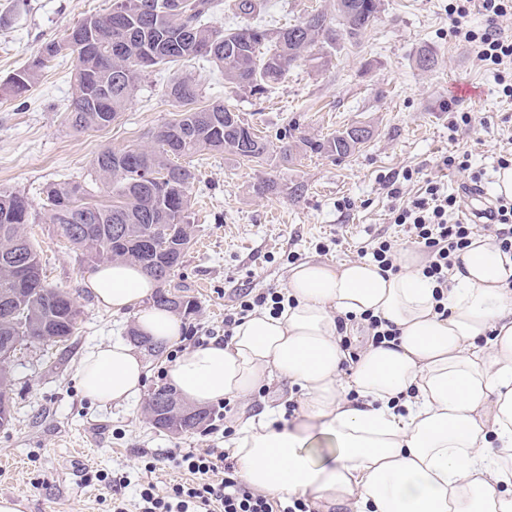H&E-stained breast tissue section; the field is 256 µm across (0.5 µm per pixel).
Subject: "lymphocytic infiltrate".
<instances>
[{
	"instance_id": "f902f5d3",
	"label": "lymphocytic infiltrate",
	"mask_w": 512,
	"mask_h": 512,
	"mask_svg": "<svg viewBox=\"0 0 512 512\" xmlns=\"http://www.w3.org/2000/svg\"><path fill=\"white\" fill-rule=\"evenodd\" d=\"M475 14L481 16V26L471 25ZM508 19H512V0H448L449 38L467 45L493 73L501 97L512 99V35L503 27ZM385 186L400 201L394 221L405 226L413 242L426 252L422 273L436 288L447 287L449 270L479 230L494 235L502 252L512 255L511 198L496 197L482 227L460 218L456 196L439 183L428 182L421 194L408 199L395 180H387ZM228 458L220 448L152 456L144 466L146 472L169 466L188 472L191 479L173 483L162 495L152 482L141 483L137 512H312L307 499L280 500L251 489L239 480Z\"/></svg>"
}]
</instances>
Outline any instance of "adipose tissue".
<instances>
[{"instance_id":"obj_1","label":"adipose tissue","mask_w":512,"mask_h":512,"mask_svg":"<svg viewBox=\"0 0 512 512\" xmlns=\"http://www.w3.org/2000/svg\"><path fill=\"white\" fill-rule=\"evenodd\" d=\"M398 263L395 274L366 260L297 264L279 314L256 310L229 341L188 349L169 382L198 407L281 379L298 388L297 424L271 407L242 416L230 442L257 491L317 512H512V256L473 235L441 297L419 253L401 250ZM83 286L100 307L134 311L153 341L177 340L180 321L148 305L157 284L138 266L101 264ZM368 313L399 337L350 353L341 324ZM144 370L140 351L115 341L90 350L77 378L93 400L122 404Z\"/></svg>"}]
</instances>
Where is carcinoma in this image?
<instances>
[{
  "instance_id": "cac0c4a2",
  "label": "carcinoma",
  "mask_w": 512,
  "mask_h": 512,
  "mask_svg": "<svg viewBox=\"0 0 512 512\" xmlns=\"http://www.w3.org/2000/svg\"><path fill=\"white\" fill-rule=\"evenodd\" d=\"M169 0H112L108 12L90 15L59 40L41 46L30 62L0 81V96L20 98L40 80L49 63L62 54L76 56L73 92L67 120L77 130L106 127L127 109L140 73L152 66L205 59L224 75V86L251 95H264L301 63L321 66L343 38L355 41L378 19L382 0H336V19L323 13L279 30L249 23L233 29L209 26L204 20L218 0H181V11ZM264 0H230L228 7L243 18L261 12ZM338 24H333V21ZM415 66L431 71L438 63L430 46L418 50ZM167 96L177 107L154 144L143 148L106 149L92 161L90 177L109 198L86 200L80 184L59 183L46 188V220L59 225L67 242L90 263L124 260L139 264L153 278L172 274L182 263L191 242L189 209L194 175L172 161L201 151L227 153L261 163L267 141L241 116L222 103L197 106L200 84L175 78ZM234 122H229V116ZM290 126L277 134L283 159L301 149L338 159L352 155L368 137L352 131L327 139L295 136ZM35 223L32 205L23 194L0 188V428L11 425L13 361L18 351L32 346H55L75 335L81 311L68 292L46 283L35 244L26 225ZM168 242L150 250L146 240L156 236ZM26 264L28 284L17 286L12 259ZM153 302L174 312H195L190 297L160 288ZM170 391L154 390L147 403L149 417L159 431L178 435L198 428L192 411L182 404V429L160 414L155 399Z\"/></svg>"
}]
</instances>
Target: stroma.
Segmentation results:
<instances>
[{"label":"stroma","instance_id":"stroma-1","mask_svg":"<svg viewBox=\"0 0 512 512\" xmlns=\"http://www.w3.org/2000/svg\"><path fill=\"white\" fill-rule=\"evenodd\" d=\"M335 2L266 0L257 22L285 27L315 10L333 14ZM109 5L110 0H0V79L24 67L42 44ZM426 44L439 58L430 72L414 63ZM75 65L74 55L58 57L26 97L0 98V187L29 198L37 219L27 231L40 251L47 281L70 292L82 311L70 347H32L16 356L15 419L0 430V497L21 502L22 512H106L90 479L98 471L126 477L123 494L132 507L144 477H151L160 493L182 478L168 468L146 474L144 454L223 447L239 426L241 410L259 414L273 402L283 404L284 421L295 422L291 389L284 381L259 387L248 401L231 399L232 411L223 423L176 436L154 428L146 402L155 388L167 385L163 372L173 350L192 348L197 336L206 342L223 337L225 314L246 293L283 291L293 263L357 260L378 238L400 249L410 247L404 227L393 222L397 201L387 193L386 177L413 172L402 185L412 196L430 179L458 193L467 174L437 165L458 149L468 152L490 191L497 156L512 144V100L497 94L492 73L466 45L449 40L448 0H383L378 21L358 42H341L325 66L291 69L261 97L225 87L204 60L149 69L117 120L83 132L66 122ZM181 76L199 82V105L222 101L270 136L269 151L259 165L216 152L181 158V165L195 173L194 239L172 281L184 286L198 308L183 317L176 347L145 355L140 395L125 404L103 405L85 395L77 367L96 345L126 339L135 314L99 307L83 288L94 266L46 221L44 190L63 181L84 182L103 150L150 145L157 128L173 117L175 108L165 92ZM462 86L474 88L476 99L458 96ZM455 107L472 112L474 122L451 127ZM487 116L493 127L483 125ZM292 123L312 139L355 123L371 125L374 134L341 160L300 151L286 161L274 135ZM261 178L274 180L276 190L256 195L252 186Z\"/></svg>","mask_w":512,"mask_h":512}]
</instances>
